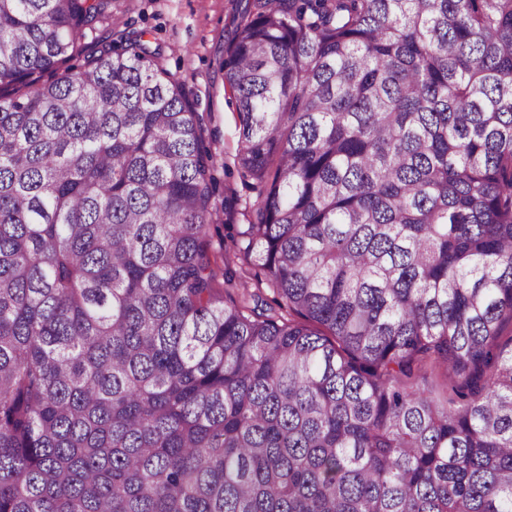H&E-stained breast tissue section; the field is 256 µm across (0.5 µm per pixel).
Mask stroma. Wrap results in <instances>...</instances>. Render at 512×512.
<instances>
[{
  "instance_id": "stroma-1",
  "label": "stroma",
  "mask_w": 512,
  "mask_h": 512,
  "mask_svg": "<svg viewBox=\"0 0 512 512\" xmlns=\"http://www.w3.org/2000/svg\"><path fill=\"white\" fill-rule=\"evenodd\" d=\"M253 0H109L107 8L85 29L77 69L85 56L116 44L145 41L159 54L165 69L181 83L196 114L205 149L213 157L212 258L228 263L243 276L244 260H225L224 248L254 219L256 194L240 174L235 156L240 148L239 122L224 87L222 62L231 45L237 19Z\"/></svg>"
}]
</instances>
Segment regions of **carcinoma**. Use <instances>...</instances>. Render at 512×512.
Returning <instances> with one entry per match:
<instances>
[{
  "mask_svg": "<svg viewBox=\"0 0 512 512\" xmlns=\"http://www.w3.org/2000/svg\"><path fill=\"white\" fill-rule=\"evenodd\" d=\"M104 6L0 0V512H512V0L241 16L269 312L157 54L57 73Z\"/></svg>",
  "mask_w": 512,
  "mask_h": 512,
  "instance_id": "1",
  "label": "carcinoma"
}]
</instances>
